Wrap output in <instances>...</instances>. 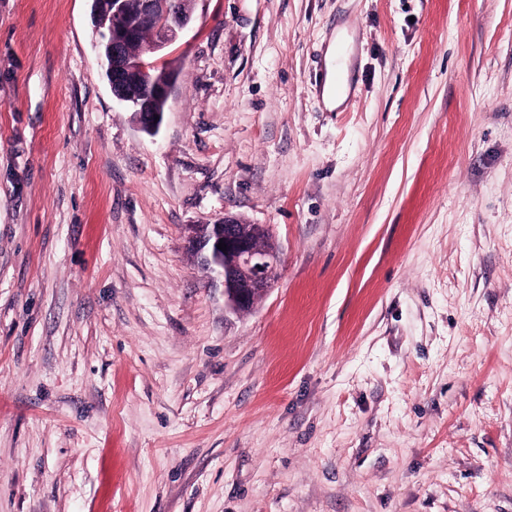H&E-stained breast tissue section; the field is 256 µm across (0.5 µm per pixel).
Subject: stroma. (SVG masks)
<instances>
[{
  "label": "stroma",
  "instance_id": "stroma-1",
  "mask_svg": "<svg viewBox=\"0 0 512 512\" xmlns=\"http://www.w3.org/2000/svg\"><path fill=\"white\" fill-rule=\"evenodd\" d=\"M93 40L0 0V512H512V0H199L153 135ZM336 67L340 73V81H341V90L336 92V88L333 84L335 73L333 68L329 69L328 77H327V85L325 88V99L326 102L330 105H338L342 103L346 97V79L345 72L347 70V56H343V61L341 60L340 52L336 53ZM186 230L188 250L222 280L227 309L237 314L250 311L271 289L282 258L269 226L224 216L216 224H192ZM219 243L227 250L218 249Z\"/></svg>",
  "mask_w": 512,
  "mask_h": 512
}]
</instances>
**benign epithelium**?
I'll list each match as a JSON object with an SVG mask.
<instances>
[{
  "instance_id": "7a95c632",
  "label": "benign epithelium",
  "mask_w": 512,
  "mask_h": 512,
  "mask_svg": "<svg viewBox=\"0 0 512 512\" xmlns=\"http://www.w3.org/2000/svg\"><path fill=\"white\" fill-rule=\"evenodd\" d=\"M197 0H92L93 46L108 75L112 95L134 112L138 128L158 131L153 103L167 99L174 82L158 83L151 94L142 85L158 65L154 55L173 46L193 19ZM224 243L227 250L217 245ZM186 245L224 286V306L234 313L251 310L272 287L281 265V252L272 242L269 226L245 224L226 216L216 224L187 227Z\"/></svg>"
}]
</instances>
